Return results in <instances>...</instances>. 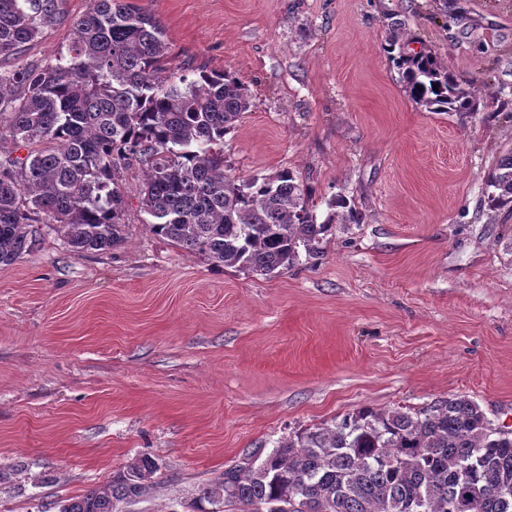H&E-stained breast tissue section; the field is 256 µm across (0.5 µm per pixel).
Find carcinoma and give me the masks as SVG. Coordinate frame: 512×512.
Returning a JSON list of instances; mask_svg holds the SVG:
<instances>
[{
    "mask_svg": "<svg viewBox=\"0 0 512 512\" xmlns=\"http://www.w3.org/2000/svg\"><path fill=\"white\" fill-rule=\"evenodd\" d=\"M63 0H0V57H18L66 21ZM55 62L0 71V127L27 151L0 159V265L31 253L56 225L77 255L125 241L122 173L141 169L149 231L186 253L263 274L308 256L357 214L344 199L323 222L288 168L246 181L224 169V136L251 106L227 71L167 68L161 23L132 0H90ZM390 59L431 112L467 114L475 93L430 50ZM493 207L512 203V150L486 175ZM156 463L141 457L103 485L59 502L61 512H119L148 498ZM479 512H512V430L465 396L422 408H363L253 453L198 488L194 504L222 512H459L462 485Z\"/></svg>",
    "mask_w": 512,
    "mask_h": 512,
    "instance_id": "obj_1",
    "label": "carcinoma"
}]
</instances>
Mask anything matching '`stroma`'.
I'll list each match as a JSON object with an SVG mask.
<instances>
[{"label":"stroma","mask_w":512,"mask_h":512,"mask_svg":"<svg viewBox=\"0 0 512 512\" xmlns=\"http://www.w3.org/2000/svg\"><path fill=\"white\" fill-rule=\"evenodd\" d=\"M172 63L234 72L251 107L224 137L246 180L283 168L318 219L356 224L265 275L192 256L144 223L77 256L48 228L0 266V512H58L136 458L123 512H192L244 453L370 407L455 395L512 425V209L484 175L512 149V0H136ZM437 53L478 109L432 112L386 51Z\"/></svg>","instance_id":"obj_1"}]
</instances>
